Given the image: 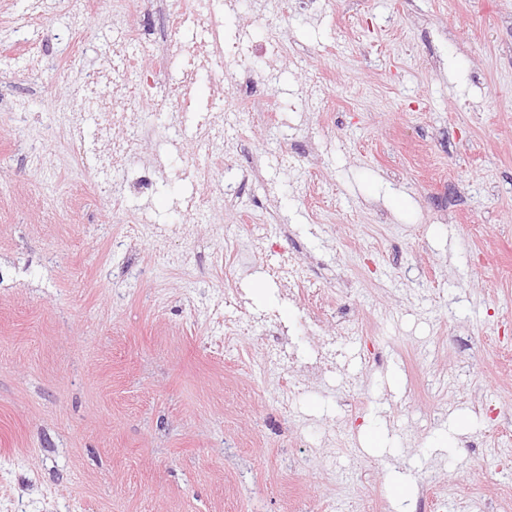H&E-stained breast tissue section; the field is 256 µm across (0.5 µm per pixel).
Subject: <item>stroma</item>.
<instances>
[{
  "instance_id": "1",
  "label": "stroma",
  "mask_w": 512,
  "mask_h": 512,
  "mask_svg": "<svg viewBox=\"0 0 512 512\" xmlns=\"http://www.w3.org/2000/svg\"><path fill=\"white\" fill-rule=\"evenodd\" d=\"M113 9L0 0V512H512V0L217 10L223 69L264 88L188 240L173 201L209 158L182 133L212 73L176 111L169 48L105 174L60 117L114 49L155 64L157 30ZM287 345L293 393L265 367ZM297 265L292 256H288L281 260V264L276 271V278L279 280L281 286L288 290L289 293L297 295L303 294V289L300 288V282L297 278Z\"/></svg>"
}]
</instances>
